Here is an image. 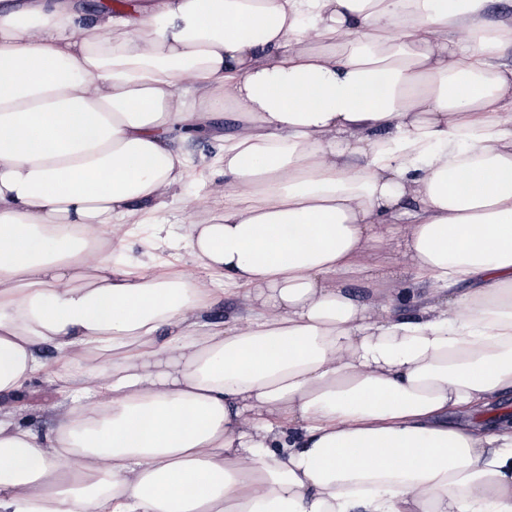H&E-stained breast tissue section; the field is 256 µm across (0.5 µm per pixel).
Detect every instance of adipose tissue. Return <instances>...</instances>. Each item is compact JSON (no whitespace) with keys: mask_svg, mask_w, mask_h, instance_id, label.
Here are the masks:
<instances>
[{"mask_svg":"<svg viewBox=\"0 0 512 512\" xmlns=\"http://www.w3.org/2000/svg\"><path fill=\"white\" fill-rule=\"evenodd\" d=\"M490 2L0 9V512H512V424L478 420L512 391ZM220 111L194 261L155 274L123 249L196 175L176 132ZM400 264L427 295L382 287ZM39 375L43 436L16 400ZM239 302L235 295L220 293L219 302L209 311V317L223 320L225 324L232 322L238 311Z\"/></svg>","mask_w":512,"mask_h":512,"instance_id":"adipose-tissue-1","label":"adipose tissue"}]
</instances>
